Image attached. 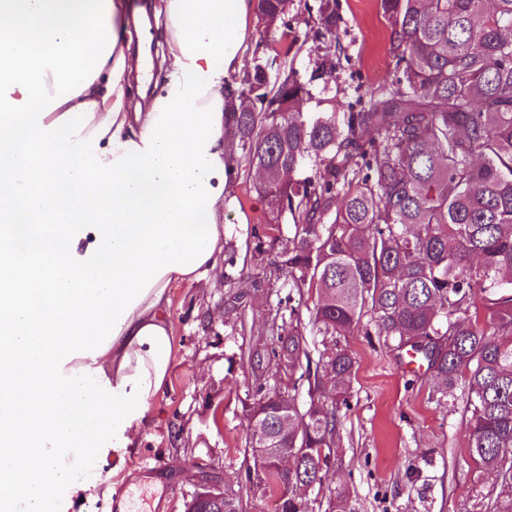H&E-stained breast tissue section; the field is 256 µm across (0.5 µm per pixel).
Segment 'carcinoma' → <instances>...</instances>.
Listing matches in <instances>:
<instances>
[{
	"instance_id": "obj_1",
	"label": "carcinoma",
	"mask_w": 512,
	"mask_h": 512,
	"mask_svg": "<svg viewBox=\"0 0 512 512\" xmlns=\"http://www.w3.org/2000/svg\"><path fill=\"white\" fill-rule=\"evenodd\" d=\"M392 28L391 80L349 111L304 112L295 70L246 72L225 134L262 174L257 191L293 233L274 265L290 288H316L308 321L280 300L276 340L250 359L257 373L245 419L251 446L295 453L265 488L323 485L356 360L341 339L366 315L393 349L415 356L445 393L458 389L469 454L496 473L477 491L486 512H512V0H380ZM286 0H257L274 21ZM341 18L321 8L328 32ZM251 92L275 106L253 112ZM314 175L303 177L306 162ZM324 351L310 368L306 325ZM438 338L432 348L419 338ZM288 368V390L270 367ZM306 389L298 406L292 393ZM329 512H349L329 490ZM278 512H312L299 496Z\"/></svg>"
}]
</instances>
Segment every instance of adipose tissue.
<instances>
[{
  "label": "adipose tissue",
  "instance_id": "adipose-tissue-1",
  "mask_svg": "<svg viewBox=\"0 0 512 512\" xmlns=\"http://www.w3.org/2000/svg\"><path fill=\"white\" fill-rule=\"evenodd\" d=\"M133 0H0V512H70L172 370V286L224 257V135L255 0H159L162 78L130 102Z\"/></svg>",
  "mask_w": 512,
  "mask_h": 512
}]
</instances>
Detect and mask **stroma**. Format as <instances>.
<instances>
[{
  "instance_id": "stroma-1",
  "label": "stroma",
  "mask_w": 512,
  "mask_h": 512,
  "mask_svg": "<svg viewBox=\"0 0 512 512\" xmlns=\"http://www.w3.org/2000/svg\"><path fill=\"white\" fill-rule=\"evenodd\" d=\"M323 2L292 0L288 24L298 40L288 56L261 47L252 57L297 72L312 93L304 111L329 102L343 112L355 92L390 80L391 28L379 0H338L340 25L324 34ZM257 182L255 167L241 162L232 188L237 205L224 226V249L235 253L236 266L207 287L170 290L175 351L159 421L139 447L87 462L97 479L74 494L76 512H112L115 493L128 495L133 512H183L185 499L208 484L231 485L241 512H276V495L236 480L254 466L244 417L254 387L248 356L270 342L285 291L272 260L291 234L288 217L270 213ZM272 222L277 242L255 253L254 230ZM366 328L345 339L356 365L326 489L345 485L351 512H472L473 486L492 479L469 455L462 399L441 395L430 375L407 371L374 323Z\"/></svg>"
}]
</instances>
